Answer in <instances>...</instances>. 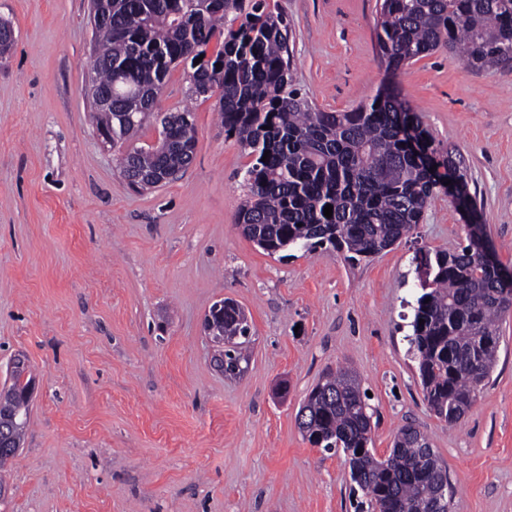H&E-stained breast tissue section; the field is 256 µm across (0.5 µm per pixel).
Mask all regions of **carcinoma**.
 Segmentation results:
<instances>
[{"label": "carcinoma", "instance_id": "carcinoma-1", "mask_svg": "<svg viewBox=\"0 0 512 512\" xmlns=\"http://www.w3.org/2000/svg\"><path fill=\"white\" fill-rule=\"evenodd\" d=\"M92 56L97 91L112 94V146L126 150L119 173L149 190L154 173L172 181L193 159L191 112H158L170 71L187 72L188 96L213 95L224 133L250 157L246 198L237 223L269 254L332 247L349 261L377 255L419 223L444 182H468L462 161L440 153L419 113L403 99L396 77L413 61L442 47L476 69L512 66V0H380L376 40L384 78L368 104L350 112L319 108L293 87L290 22L270 0H101ZM220 43L208 54L212 41ZM202 58L194 64L196 58ZM157 141H135L152 119ZM419 150H414L410 140ZM269 159L262 161L264 152ZM333 206L332 217L324 207ZM410 350L418 360L424 400L453 425L490 378L499 347V322L508 270L486 265L475 233L453 251L425 253L418 266ZM424 323H419V320ZM250 328L224 307V373L244 372ZM28 380L17 373L0 406L17 411L0 427L22 442L29 407L19 396ZM368 395L357 376L339 368L309 393L297 414L308 441L344 453L367 512H434L445 463L427 436L399 429L385 459L364 452L371 442ZM423 441L427 448L418 447Z\"/></svg>", "mask_w": 512, "mask_h": 512}]
</instances>
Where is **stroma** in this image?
Here are the masks:
<instances>
[{"instance_id": "obj_1", "label": "stroma", "mask_w": 512, "mask_h": 512, "mask_svg": "<svg viewBox=\"0 0 512 512\" xmlns=\"http://www.w3.org/2000/svg\"><path fill=\"white\" fill-rule=\"evenodd\" d=\"M292 24L294 85L319 108L370 102L383 69L377 0H276ZM89 0H0L16 41L0 61V382L27 359L38 382L0 512H356L343 453L296 416L322 376L353 369L386 457L411 424L455 488L451 512H512V315L495 367L456 425L423 399L409 350L421 293L413 258L454 250L467 220L442 193L379 255H270L236 224L248 157L215 99L170 73L162 111L190 108L182 177L136 191L121 147L95 134ZM402 94L468 169L489 242L512 268V67L478 71L441 49L406 66ZM247 313L249 364L217 367L203 318Z\"/></svg>"}]
</instances>
